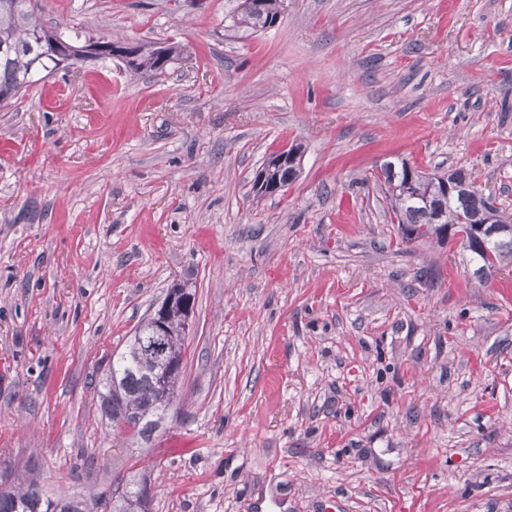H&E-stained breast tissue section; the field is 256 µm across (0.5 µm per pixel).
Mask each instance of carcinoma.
<instances>
[{"label":"carcinoma","mask_w":512,"mask_h":512,"mask_svg":"<svg viewBox=\"0 0 512 512\" xmlns=\"http://www.w3.org/2000/svg\"><path fill=\"white\" fill-rule=\"evenodd\" d=\"M282 2L256 0V5L245 7L239 0H226L229 9L224 13V35L246 39L270 28L282 14ZM39 12V0H0V105L21 98L40 72L56 70L50 54L53 43H76L56 29L45 28ZM115 47L127 50V69L134 73H162L179 54L178 44L169 41L163 48L156 42L125 46L113 42L104 54L112 55ZM381 173L390 214L398 220L401 241L407 244L433 235H469L479 215L500 226H512V213L484 195L463 170L428 175L404 161L398 166L386 161ZM470 253L474 274L488 279L504 261L512 259V236L479 241ZM184 332L181 311L172 309L163 348L132 336L113 356L98 397L102 414L127 440L147 444L162 427L165 404L174 401L183 373ZM149 504L151 490L145 481L132 487L115 486L111 498L100 500V506L109 512H149ZM0 512H86V508L72 497H47L30 482L0 491Z\"/></svg>","instance_id":"carcinoma-1"}]
</instances>
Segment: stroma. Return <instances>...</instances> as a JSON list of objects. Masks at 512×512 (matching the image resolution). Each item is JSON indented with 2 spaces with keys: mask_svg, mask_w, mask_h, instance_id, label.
Listing matches in <instances>:
<instances>
[{
  "mask_svg": "<svg viewBox=\"0 0 512 512\" xmlns=\"http://www.w3.org/2000/svg\"><path fill=\"white\" fill-rule=\"evenodd\" d=\"M43 6L182 53L0 105V461L90 500L137 472L151 512H512V272L400 244L376 180L463 169L512 207V0H285L246 40L224 0ZM177 281L184 375L142 451L97 393ZM299 152L300 147L293 148ZM291 151L290 148L283 149L279 153L271 156L266 165L260 170L258 178V188L269 178L273 177L274 183L279 186V189H283L290 182H285L281 185L279 178L281 172L288 167V180L292 178L291 173H298L300 167V155L295 151ZM284 176L281 175V181L284 180Z\"/></svg>",
  "mask_w": 512,
  "mask_h": 512,
  "instance_id": "35a3bbf8",
  "label": "stroma"
}]
</instances>
